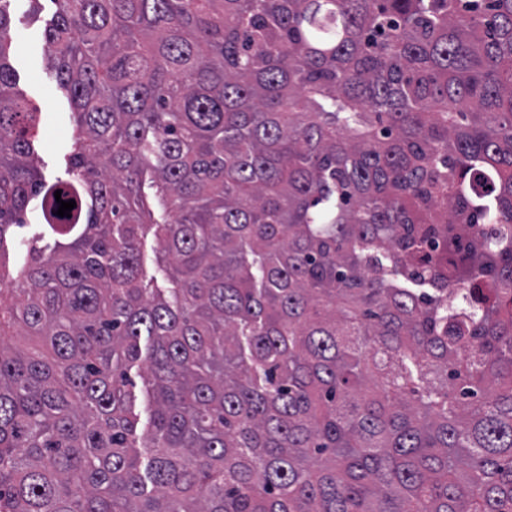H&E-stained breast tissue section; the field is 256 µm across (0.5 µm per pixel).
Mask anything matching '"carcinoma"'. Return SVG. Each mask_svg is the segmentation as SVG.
I'll return each mask as SVG.
<instances>
[{
  "label": "carcinoma",
  "mask_w": 512,
  "mask_h": 512,
  "mask_svg": "<svg viewBox=\"0 0 512 512\" xmlns=\"http://www.w3.org/2000/svg\"><path fill=\"white\" fill-rule=\"evenodd\" d=\"M53 2L48 186L0 0V512H512V0Z\"/></svg>",
  "instance_id": "carcinoma-1"
}]
</instances>
